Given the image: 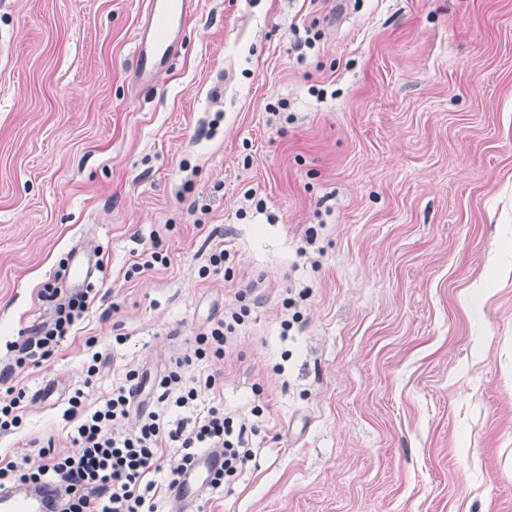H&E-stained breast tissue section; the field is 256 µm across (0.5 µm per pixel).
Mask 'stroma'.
Listing matches in <instances>:
<instances>
[{"label":"stroma","mask_w":512,"mask_h":512,"mask_svg":"<svg viewBox=\"0 0 512 512\" xmlns=\"http://www.w3.org/2000/svg\"><path fill=\"white\" fill-rule=\"evenodd\" d=\"M145 21L0 0V398L26 391L0 454H74L69 398L132 369L134 429L244 306L191 373L220 379L199 408L254 418V457L196 512H512V0H195L150 86ZM76 247L93 302L16 366Z\"/></svg>","instance_id":"1"}]
</instances>
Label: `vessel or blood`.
<instances>
[{
  "label": "vessel or blood",
  "instance_id": "obj_1",
  "mask_svg": "<svg viewBox=\"0 0 512 512\" xmlns=\"http://www.w3.org/2000/svg\"><path fill=\"white\" fill-rule=\"evenodd\" d=\"M148 21L138 36L137 73L142 83H152L155 74L175 55L178 38L193 11V0H149ZM70 282L82 288L95 271L94 258L71 251L69 255ZM220 454L207 451L180 477L172 491L183 505H193L210 484V470ZM0 512H56L53 493L31 495L27 487L0 488Z\"/></svg>",
  "mask_w": 512,
  "mask_h": 512
}]
</instances>
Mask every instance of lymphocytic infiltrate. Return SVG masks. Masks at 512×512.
Listing matches in <instances>:
<instances>
[{
    "label": "lymphocytic infiltrate",
    "mask_w": 512,
    "mask_h": 512,
    "mask_svg": "<svg viewBox=\"0 0 512 512\" xmlns=\"http://www.w3.org/2000/svg\"><path fill=\"white\" fill-rule=\"evenodd\" d=\"M243 320V313L231 312L228 319L197 336L193 353L176 358L158 382L161 410L149 413L135 430L117 433L113 426L130 413L140 386L137 371H128L110 396L94 407H86L81 396L72 397L64 416L74 423L78 452L59 457L52 452V440L32 439L38 462L1 458L0 484H55L59 512H157L168 482L177 480L198 449L220 448L224 463L212 484L223 485L225 476L237 473L251 459L248 437L254 425L234 422L220 406L208 407L173 425L166 415L189 409L200 389L215 387V376H189L185 369L198 360L223 358L229 335ZM162 472L168 477L164 484L156 479Z\"/></svg>",
    "instance_id": "lymphocytic-infiltrate-1"
}]
</instances>
